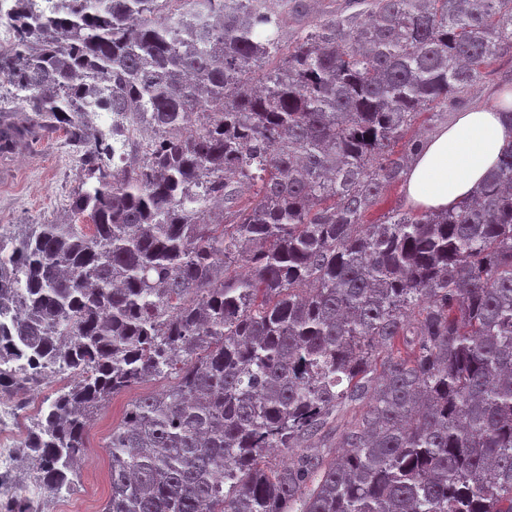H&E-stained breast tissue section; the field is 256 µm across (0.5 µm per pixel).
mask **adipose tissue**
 <instances>
[{
	"instance_id": "obj_1",
	"label": "adipose tissue",
	"mask_w": 512,
	"mask_h": 512,
	"mask_svg": "<svg viewBox=\"0 0 512 512\" xmlns=\"http://www.w3.org/2000/svg\"><path fill=\"white\" fill-rule=\"evenodd\" d=\"M512 92L496 105L457 115L414 159L406 184L411 202L445 209L473 194L512 145Z\"/></svg>"
}]
</instances>
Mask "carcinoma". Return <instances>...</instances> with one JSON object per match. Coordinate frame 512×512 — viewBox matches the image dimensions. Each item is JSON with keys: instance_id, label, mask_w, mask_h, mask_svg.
I'll return each mask as SVG.
<instances>
[{"instance_id": "obj_1", "label": "carcinoma", "mask_w": 512, "mask_h": 512, "mask_svg": "<svg viewBox=\"0 0 512 512\" xmlns=\"http://www.w3.org/2000/svg\"><path fill=\"white\" fill-rule=\"evenodd\" d=\"M354 5L306 30L308 0H0L30 112L0 106V154L60 133L91 181L0 233V387L71 376L26 444L49 496L106 402L171 377L112 427L102 512H512V148L364 223L418 116L512 49V0Z\"/></svg>"}]
</instances>
